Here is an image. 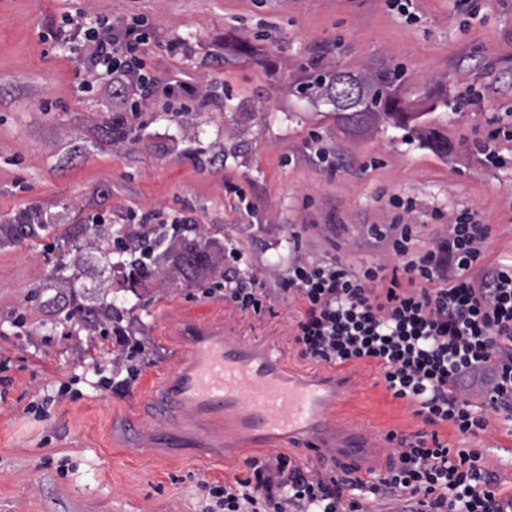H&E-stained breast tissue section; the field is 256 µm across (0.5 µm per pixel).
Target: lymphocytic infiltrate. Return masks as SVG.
<instances>
[{
	"label": "lymphocytic infiltrate",
	"instance_id": "1",
	"mask_svg": "<svg viewBox=\"0 0 512 512\" xmlns=\"http://www.w3.org/2000/svg\"><path fill=\"white\" fill-rule=\"evenodd\" d=\"M89 44L79 65L106 88L141 93L132 75L144 66L146 36L136 26L115 28L109 19L84 31ZM392 223L373 225L386 260L356 267L342 259L309 262L289 238L288 268L276 288L253 274L235 242L224 246V300L261 315L273 291L300 308L294 341L301 355L342 367L375 363L387 391L406 400L431 432L386 439L394 446L386 475L368 486L336 480L280 453L253 462L252 472L209 495L219 512H368V494L392 503L393 512H512V491L485 466L473 438L491 433L490 413L512 422V263L482 267L489 227L459 214L447 235L425 251L413 244L411 204ZM481 402H472L471 391ZM452 427L464 445L450 447L437 432Z\"/></svg>",
	"mask_w": 512,
	"mask_h": 512
}]
</instances>
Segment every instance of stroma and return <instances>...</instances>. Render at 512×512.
I'll list each match as a JSON object with an SVG mask.
<instances>
[{
	"instance_id": "1",
	"label": "stroma",
	"mask_w": 512,
	"mask_h": 512,
	"mask_svg": "<svg viewBox=\"0 0 512 512\" xmlns=\"http://www.w3.org/2000/svg\"><path fill=\"white\" fill-rule=\"evenodd\" d=\"M483 3L473 18L456 0H412L409 21L386 0H0V220L39 209L48 222L39 237L0 248V512H209L208 483L274 456L186 460L145 429L151 392L180 353L183 316L275 340L289 366L316 367L293 339L297 302L273 294L272 314L258 317L215 294L225 241L242 245L270 286L292 231L306 260L357 266L384 257L371 227L392 222L397 196L413 203L417 248L471 211L490 229L485 264L512 260V140L498 141L493 164L473 147L512 114V0ZM75 11L139 21L149 35L142 73L153 96L125 143L101 135L121 97L80 91V51L42 39ZM315 61L353 73L403 68L405 109L422 113L447 151L384 121L348 127L332 106L293 94ZM180 83L207 102L168 96ZM470 93L477 101L458 108ZM182 218L199 225L212 262L192 285L168 270L129 286L107 263L100 229ZM60 263L76 303H114L143 350L118 346L111 325L64 321ZM116 366L137 372L132 387L103 388ZM346 370L357 394L339 418L380 439L424 430L374 364ZM492 421L481 444L508 484L512 429Z\"/></svg>"
}]
</instances>
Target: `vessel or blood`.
<instances>
[{
    "mask_svg": "<svg viewBox=\"0 0 512 512\" xmlns=\"http://www.w3.org/2000/svg\"><path fill=\"white\" fill-rule=\"evenodd\" d=\"M180 339L190 357L165 373L155 404L162 447L194 457L203 448L304 442L335 462L340 479L349 463L372 453L365 427L344 426L333 415L353 390L350 377L290 369L274 345L194 318L182 322Z\"/></svg>",
    "mask_w": 512,
    "mask_h": 512,
    "instance_id": "b4317fda",
    "label": "vessel or blood"
}]
</instances>
